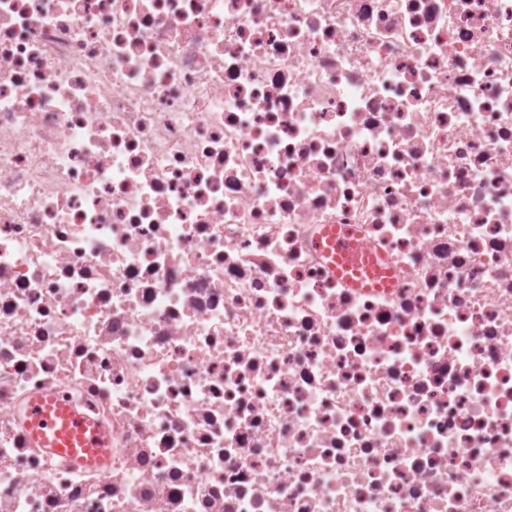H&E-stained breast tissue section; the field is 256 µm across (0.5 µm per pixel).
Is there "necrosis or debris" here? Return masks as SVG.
Masks as SVG:
<instances>
[{
    "mask_svg": "<svg viewBox=\"0 0 512 512\" xmlns=\"http://www.w3.org/2000/svg\"><path fill=\"white\" fill-rule=\"evenodd\" d=\"M0 512H512V0H0ZM326 253L334 251L336 260L342 265H350L359 251L358 244L351 233L336 229L328 230ZM34 436L44 448L68 454L81 463H97L106 453L105 435L69 408L37 401L29 410ZM78 445L87 458L79 457Z\"/></svg>",
    "mask_w": 512,
    "mask_h": 512,
    "instance_id": "obj_1",
    "label": "necrosis or debris"
}]
</instances>
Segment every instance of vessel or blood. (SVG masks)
<instances>
[{"label": "vessel or blood", "instance_id": "1", "mask_svg": "<svg viewBox=\"0 0 512 512\" xmlns=\"http://www.w3.org/2000/svg\"><path fill=\"white\" fill-rule=\"evenodd\" d=\"M326 243L336 260L346 266L359 251L353 235L345 231L329 230ZM29 416L34 436L43 447L72 457L83 452L91 463L99 462L106 453L105 435L67 407L41 400L31 405Z\"/></svg>", "mask_w": 512, "mask_h": 512}]
</instances>
